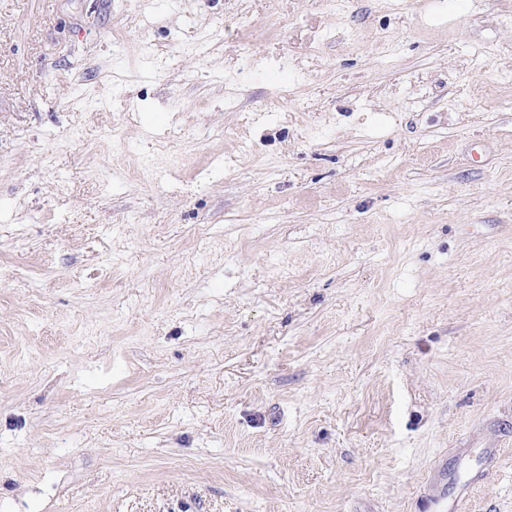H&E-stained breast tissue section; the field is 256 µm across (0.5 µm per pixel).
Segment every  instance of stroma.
<instances>
[{
    "label": "stroma",
    "mask_w": 512,
    "mask_h": 512,
    "mask_svg": "<svg viewBox=\"0 0 512 512\" xmlns=\"http://www.w3.org/2000/svg\"><path fill=\"white\" fill-rule=\"evenodd\" d=\"M512 512V0H0V512Z\"/></svg>",
    "instance_id": "obj_1"
}]
</instances>
